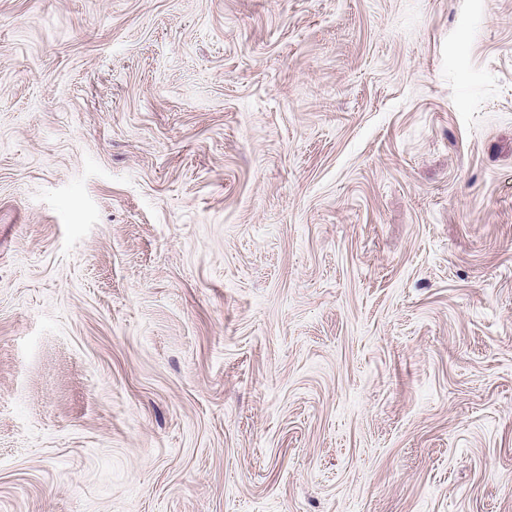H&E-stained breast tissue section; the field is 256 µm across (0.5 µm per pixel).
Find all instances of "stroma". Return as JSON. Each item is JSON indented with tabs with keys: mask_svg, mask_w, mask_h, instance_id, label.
Here are the masks:
<instances>
[{
	"mask_svg": "<svg viewBox=\"0 0 512 512\" xmlns=\"http://www.w3.org/2000/svg\"><path fill=\"white\" fill-rule=\"evenodd\" d=\"M0 512H512V0H0Z\"/></svg>",
	"mask_w": 512,
	"mask_h": 512,
	"instance_id": "1",
	"label": "stroma"
}]
</instances>
